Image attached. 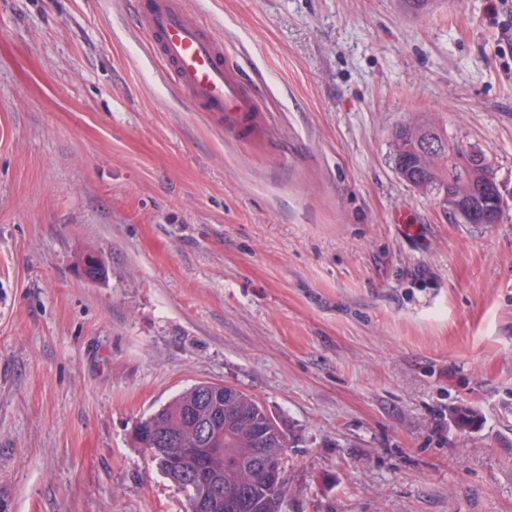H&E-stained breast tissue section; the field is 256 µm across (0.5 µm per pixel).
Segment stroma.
<instances>
[{"label": "stroma", "instance_id": "1", "mask_svg": "<svg viewBox=\"0 0 512 512\" xmlns=\"http://www.w3.org/2000/svg\"><path fill=\"white\" fill-rule=\"evenodd\" d=\"M182 6L258 133L188 105L133 0H0V512H186L134 427L201 381L285 424L288 512H512V5ZM431 118L498 223L397 175ZM413 125V126H412ZM439 126V125H438ZM422 131H435L444 141L440 151L428 156L419 154L418 146L421 145V139L418 135ZM429 133L423 140V146L429 151L434 152L440 149V142L434 140L437 134ZM394 158L398 152L407 156L409 165L412 167V176L427 182L431 186H442L448 182V178L454 177L460 166V158L463 157L461 165V175L459 179L451 180L448 183V190L444 189L438 192L434 197L437 199V205L441 215L448 220V215L463 224H495L498 222L505 201L497 181L478 180L474 167L487 162L485 155L476 147L463 148L455 141L448 138L446 130L427 123H408L396 128L394 134ZM448 144L455 152L448 158ZM460 171H458L459 173ZM457 183H466L470 188V197H464L459 192ZM477 199L483 201L489 200L493 205L490 211H480L477 207Z\"/></svg>", "mask_w": 512, "mask_h": 512}]
</instances>
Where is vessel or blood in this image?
Masks as SVG:
<instances>
[{"label":"vessel or blood","instance_id":"obj_1","mask_svg":"<svg viewBox=\"0 0 512 512\" xmlns=\"http://www.w3.org/2000/svg\"><path fill=\"white\" fill-rule=\"evenodd\" d=\"M136 21L153 51L167 65L169 79L196 111L209 113L231 131L261 123L256 94L238 69L224 60V44L207 33L180 0H136Z\"/></svg>","mask_w":512,"mask_h":512}]
</instances>
